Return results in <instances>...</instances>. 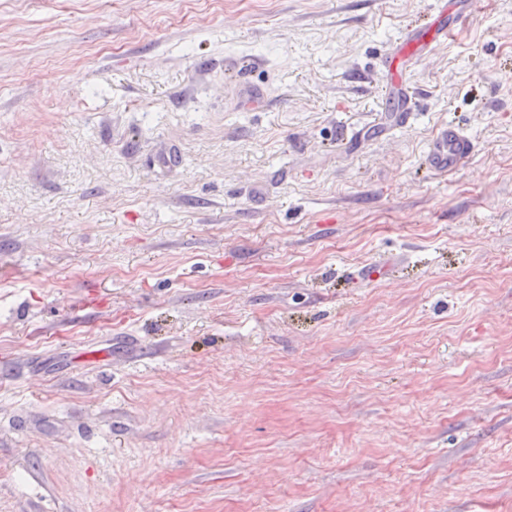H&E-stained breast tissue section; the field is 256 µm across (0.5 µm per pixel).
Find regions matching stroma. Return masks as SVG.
Wrapping results in <instances>:
<instances>
[{
  "label": "stroma",
  "mask_w": 512,
  "mask_h": 512,
  "mask_svg": "<svg viewBox=\"0 0 512 512\" xmlns=\"http://www.w3.org/2000/svg\"><path fill=\"white\" fill-rule=\"evenodd\" d=\"M437 2L0 0V512H512V0L400 126ZM476 0H440L430 25L416 32H408L384 60L389 73L385 89L387 101L395 103L397 112L404 119L408 112H415L414 97L404 87L402 76L406 67L424 56L435 44L448 39L457 24L475 9ZM475 145L456 126L444 127L433 138L428 154L430 167L439 173L460 170L474 155Z\"/></svg>",
  "instance_id": "obj_1"
}]
</instances>
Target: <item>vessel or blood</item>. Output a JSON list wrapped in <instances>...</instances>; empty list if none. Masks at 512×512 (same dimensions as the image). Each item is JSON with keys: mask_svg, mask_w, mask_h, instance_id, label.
Masks as SVG:
<instances>
[{"mask_svg": "<svg viewBox=\"0 0 512 512\" xmlns=\"http://www.w3.org/2000/svg\"><path fill=\"white\" fill-rule=\"evenodd\" d=\"M476 4L477 0H439L430 25L407 33L385 58L384 66L389 73L385 96L387 101L396 104L399 113L415 109L414 97L402 83L406 67L424 56L435 44L446 40L457 24L474 11ZM474 152L473 141L456 126L450 125L433 138L428 160L432 169L444 174L452 173L460 170Z\"/></svg>", "mask_w": 512, "mask_h": 512, "instance_id": "1", "label": "vessel or blood"}]
</instances>
